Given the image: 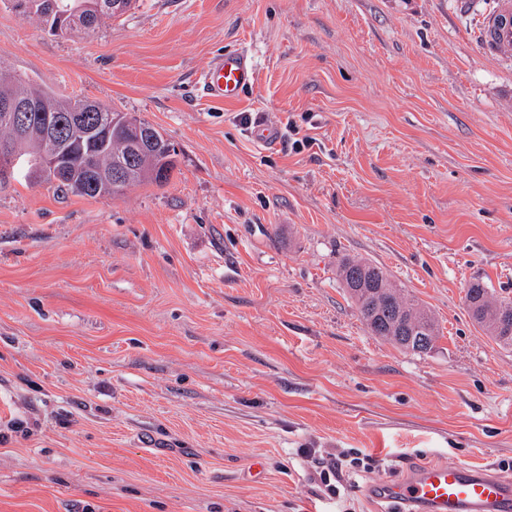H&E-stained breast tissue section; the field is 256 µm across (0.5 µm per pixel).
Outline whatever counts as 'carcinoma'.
Here are the masks:
<instances>
[{
    "label": "carcinoma",
    "mask_w": 512,
    "mask_h": 512,
    "mask_svg": "<svg viewBox=\"0 0 512 512\" xmlns=\"http://www.w3.org/2000/svg\"><path fill=\"white\" fill-rule=\"evenodd\" d=\"M24 17L34 20L61 36L64 31L93 33L120 17L132 0H119V9L98 12V0H28ZM38 97L45 112L56 120L65 119L64 109L71 99L57 95L30 80H22L0 65V99ZM103 114L112 115L116 124L110 135L80 142L73 132L69 145L46 143L41 139L43 119L34 121L27 133L18 132L0 119V185L25 179L44 182L66 196L88 198L116 197L138 184L165 185L175 168L171 142L144 119L117 112L103 105ZM150 134L153 142L141 150L134 130ZM118 173L112 183L108 173ZM337 276L346 298L358 311L370 335L403 352L427 354L439 338V326L431 310L404 289L378 264L357 256H345ZM465 304L472 320L497 345L512 348V298L498 295L486 283L475 280L465 288Z\"/></svg>",
    "instance_id": "carcinoma-1"
}]
</instances>
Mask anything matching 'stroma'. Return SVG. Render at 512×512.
<instances>
[{"instance_id": "35a3bbf8", "label": "stroma", "mask_w": 512, "mask_h": 512, "mask_svg": "<svg viewBox=\"0 0 512 512\" xmlns=\"http://www.w3.org/2000/svg\"><path fill=\"white\" fill-rule=\"evenodd\" d=\"M494 0H134L97 33L0 5V62L154 125L168 184L0 189V512H382L414 468H512V348L471 319L512 295V61ZM248 51L257 80L198 76ZM280 131L258 147L239 121ZM359 255L434 313L437 348L370 336ZM301 448L373 456L330 497ZM475 37L487 57H512V1L496 0L495 7L478 19ZM255 76L252 58L242 51L213 59L201 73L198 83L209 98L230 101L251 85ZM465 304L472 320L500 347L512 348V298L475 280L465 288Z\"/></svg>"}]
</instances>
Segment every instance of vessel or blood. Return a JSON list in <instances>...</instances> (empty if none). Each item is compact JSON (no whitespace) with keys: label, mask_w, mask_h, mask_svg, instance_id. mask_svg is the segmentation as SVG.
I'll list each match as a JSON object with an SVG mask.
<instances>
[{"label":"vessel or blood","mask_w":512,"mask_h":512,"mask_svg":"<svg viewBox=\"0 0 512 512\" xmlns=\"http://www.w3.org/2000/svg\"><path fill=\"white\" fill-rule=\"evenodd\" d=\"M475 37L487 57H512V0H496L494 8L478 19ZM255 76L252 58L242 51L213 59L198 83L209 98L230 101ZM382 497L392 506L413 504L423 512H512V479L490 468L429 465L384 484Z\"/></svg>","instance_id":"b4317fda"}]
</instances>
